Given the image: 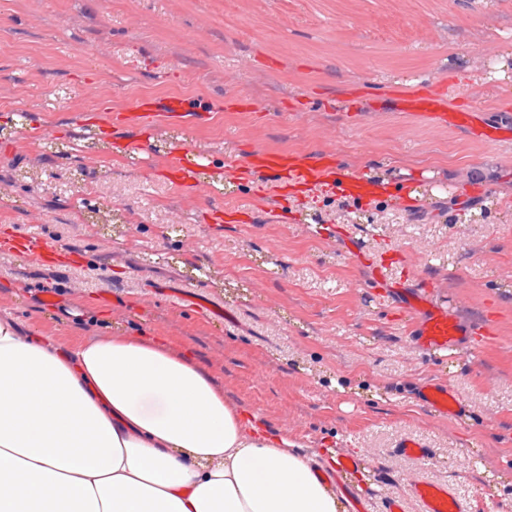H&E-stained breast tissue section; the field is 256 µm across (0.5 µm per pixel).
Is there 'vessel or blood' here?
I'll use <instances>...</instances> for the list:
<instances>
[{"label": "vessel or blood", "mask_w": 512, "mask_h": 512, "mask_svg": "<svg viewBox=\"0 0 512 512\" xmlns=\"http://www.w3.org/2000/svg\"><path fill=\"white\" fill-rule=\"evenodd\" d=\"M403 106L416 115L451 127L468 128L473 123L470 113L439 111L438 100L432 96L404 98ZM187 110L186 101L180 98L147 100L136 111L123 117L113 135L116 139L129 141L135 130L182 118ZM245 165L250 172L297 183L322 184L327 177L326 170L317 162L284 154L258 152L248 157ZM10 250L14 254L34 258L40 264L52 265L57 263L63 247L49 237L30 233L20 235ZM405 308L416 321V336L421 347L441 352L458 345L462 329L457 318L446 308L430 302L421 292L408 297ZM419 394L422 403L440 416L455 418L463 410V404L451 385L427 383L420 388ZM409 487L420 512H471L469 498L448 483L416 475L411 478Z\"/></svg>", "instance_id": "vessel-or-blood-1"}]
</instances>
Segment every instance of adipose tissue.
<instances>
[{"mask_svg": "<svg viewBox=\"0 0 512 512\" xmlns=\"http://www.w3.org/2000/svg\"><path fill=\"white\" fill-rule=\"evenodd\" d=\"M315 455L247 423L191 352L0 316V512H348Z\"/></svg>", "mask_w": 512, "mask_h": 512, "instance_id": "ef3b65f1", "label": "adipose tissue"}]
</instances>
